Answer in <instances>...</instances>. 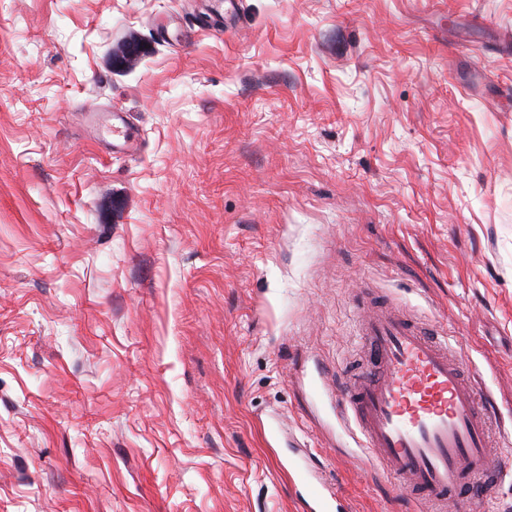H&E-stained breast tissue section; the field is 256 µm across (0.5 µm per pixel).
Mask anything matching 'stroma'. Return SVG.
I'll use <instances>...</instances> for the list:
<instances>
[{
    "label": "stroma",
    "instance_id": "1",
    "mask_svg": "<svg viewBox=\"0 0 512 512\" xmlns=\"http://www.w3.org/2000/svg\"><path fill=\"white\" fill-rule=\"evenodd\" d=\"M203 8L0 0V512H302L300 445L411 512L336 408L367 296L464 345L512 512V0ZM113 120L118 123L112 124V135L120 141L113 143L112 148L117 150H134L138 144L135 142V131L127 124L123 113L113 114Z\"/></svg>",
    "mask_w": 512,
    "mask_h": 512
}]
</instances>
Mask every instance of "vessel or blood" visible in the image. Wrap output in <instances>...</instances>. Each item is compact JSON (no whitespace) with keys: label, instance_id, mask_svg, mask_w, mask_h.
Wrapping results in <instances>:
<instances>
[{"label":"vessel or blood","instance_id":"obj_1","mask_svg":"<svg viewBox=\"0 0 512 512\" xmlns=\"http://www.w3.org/2000/svg\"><path fill=\"white\" fill-rule=\"evenodd\" d=\"M118 149H136V134L115 114ZM361 346L345 368L336 403L354 425L369 465L405 489L424 512H472L502 479L497 417L460 344L413 310L368 304ZM288 474L305 512H344L324 481L301 459Z\"/></svg>","mask_w":512,"mask_h":512}]
</instances>
